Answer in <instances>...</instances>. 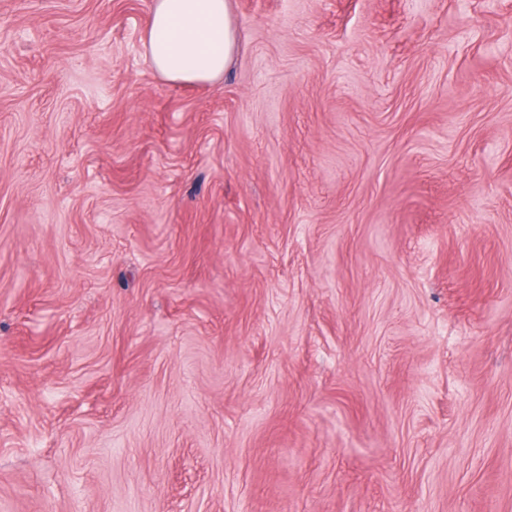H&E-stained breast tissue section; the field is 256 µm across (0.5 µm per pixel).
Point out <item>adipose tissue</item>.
<instances>
[{
  "label": "adipose tissue",
  "instance_id": "adipose-tissue-1",
  "mask_svg": "<svg viewBox=\"0 0 512 512\" xmlns=\"http://www.w3.org/2000/svg\"><path fill=\"white\" fill-rule=\"evenodd\" d=\"M144 50L162 79L205 84L223 77L237 45L231 0H151Z\"/></svg>",
  "mask_w": 512,
  "mask_h": 512
}]
</instances>
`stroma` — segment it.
Wrapping results in <instances>:
<instances>
[{
    "label": "stroma",
    "instance_id": "1",
    "mask_svg": "<svg viewBox=\"0 0 512 512\" xmlns=\"http://www.w3.org/2000/svg\"><path fill=\"white\" fill-rule=\"evenodd\" d=\"M0 0V512H512V0ZM144 50L162 79L212 83L224 76L237 45L231 0H152Z\"/></svg>",
    "mask_w": 512,
    "mask_h": 512
}]
</instances>
